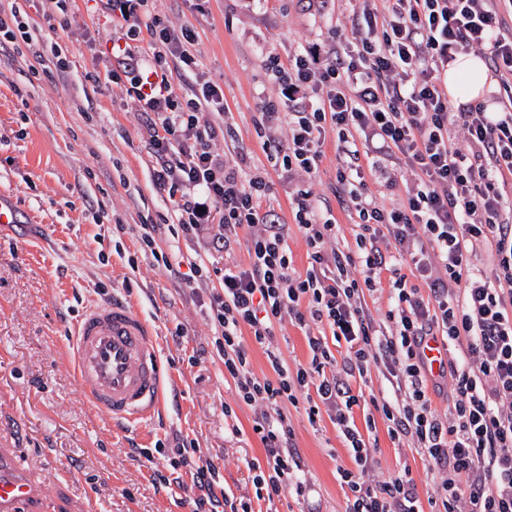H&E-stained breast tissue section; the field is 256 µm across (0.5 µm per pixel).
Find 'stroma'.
I'll return each instance as SVG.
<instances>
[{
	"label": "stroma",
	"mask_w": 512,
	"mask_h": 512,
	"mask_svg": "<svg viewBox=\"0 0 512 512\" xmlns=\"http://www.w3.org/2000/svg\"><path fill=\"white\" fill-rule=\"evenodd\" d=\"M350 9L349 0H156L167 24L195 31L199 68L223 87L224 119L252 144L250 166L265 172L268 199L287 222L293 182L268 161L255 126L264 100L280 92L267 58L284 61L323 43ZM62 22L43 39L60 45L66 73L50 64L30 74L27 51L0 50V193L19 214L0 228V461L21 459L42 489L25 512H194L199 492L190 471L167 488L152 481L180 445L215 467V493L253 497L248 464L263 457L253 411L224 376L201 305L218 282L184 277L198 258L217 268L228 257L246 261L247 243L227 256L212 247L209 231L187 238L165 228L155 254L141 251L143 220L161 222L171 209L152 182L143 119L124 87L106 81L105 15L76 0ZM337 163L330 132L310 186L331 207L339 241L349 242L355 217L340 201ZM114 295L136 301L155 327L165 371L163 415L127 436L86 404L63 354L86 304ZM292 420L309 493L259 502V512H340L336 467L350 458L334 425L326 417L312 425L298 413ZM373 436L378 475L410 464L427 499L433 484L416 451L394 447L384 424ZM139 448L149 457L136 456Z\"/></svg>",
	"instance_id": "35a3bbf8"
}]
</instances>
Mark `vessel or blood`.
<instances>
[{"mask_svg": "<svg viewBox=\"0 0 512 512\" xmlns=\"http://www.w3.org/2000/svg\"><path fill=\"white\" fill-rule=\"evenodd\" d=\"M66 355L82 396L112 426L141 428L161 412L158 341L130 300L114 297L86 305L72 324ZM39 492L30 480L0 471V512H21Z\"/></svg>", "mask_w": 512, "mask_h": 512, "instance_id": "1", "label": "vessel or blood"}]
</instances>
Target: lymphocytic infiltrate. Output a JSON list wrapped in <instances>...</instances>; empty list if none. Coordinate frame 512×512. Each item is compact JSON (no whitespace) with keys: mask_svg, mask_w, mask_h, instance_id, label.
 I'll return each mask as SVG.
<instances>
[{"mask_svg":"<svg viewBox=\"0 0 512 512\" xmlns=\"http://www.w3.org/2000/svg\"><path fill=\"white\" fill-rule=\"evenodd\" d=\"M154 2L103 0L119 27L106 79L128 81L155 160L152 180L173 201L183 233L209 226L228 255L248 238L247 263H225L207 316L239 401L260 410L252 430L264 461L250 465L257 499L308 492L290 417L300 408L312 424L329 416L348 451L351 466L336 468L344 512H512V100L494 112L482 100L457 106L443 80L457 55L473 52L512 85V0H392L384 10L360 0L350 29L275 65L281 95L266 101L256 125L287 115L288 136L263 148L275 166L311 176L326 131L335 132L336 178L356 216L354 243L343 247L332 211L309 188L296 191L293 220L283 222L265 203L268 184L250 167V147L232 127L200 123L201 113L224 114V91L200 79L193 29L166 25ZM19 38L44 63L15 0H0V40ZM220 134L233 140L232 158L215 152ZM399 165L414 182L398 203H382L364 175L390 185ZM293 228L308 248L302 275L288 245ZM484 251L486 270L475 264ZM386 273L389 304L378 319L365 297ZM286 318L304 329L308 362L288 364L273 346L274 326ZM247 334L264 346L272 376L253 372ZM332 339L345 341L343 359ZM431 339L458 353L439 372L451 380L443 414L432 406L421 354ZM373 370L388 389L367 398L351 381ZM360 405L362 430L353 417ZM380 423L427 462L428 501L411 467L375 476L364 432Z\"/></svg>","mask_w":512,"mask_h":512,"instance_id":"1","label":"lymphocytic infiltrate"}]
</instances>
